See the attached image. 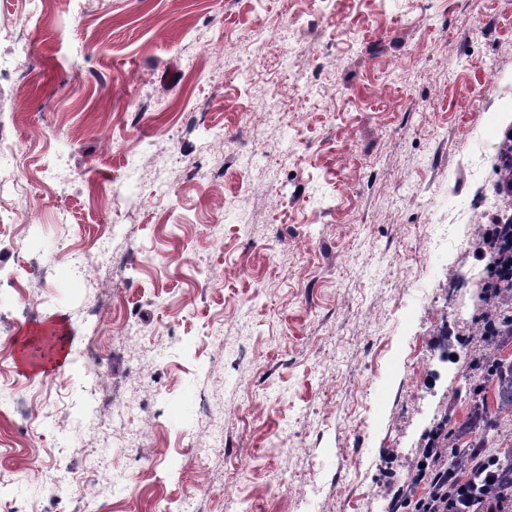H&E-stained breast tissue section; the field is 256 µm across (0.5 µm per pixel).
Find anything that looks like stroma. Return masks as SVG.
Returning <instances> with one entry per match:
<instances>
[{
	"instance_id": "1",
	"label": "stroma",
	"mask_w": 512,
	"mask_h": 512,
	"mask_svg": "<svg viewBox=\"0 0 512 512\" xmlns=\"http://www.w3.org/2000/svg\"><path fill=\"white\" fill-rule=\"evenodd\" d=\"M15 8L0 0V124L20 162L0 182V270L13 271L21 238L11 212L28 208L45 259L126 255V274L98 276L112 312L134 309L139 345L171 325L179 336L139 363L111 322L82 321L66 283L15 271L50 306L0 321V381L40 401L16 339L51 327L67 342L45 377L58 413L23 421L0 403L15 506L74 507L69 483H45L32 463L125 467L103 445L111 417L94 431L67 406L69 386L93 378L90 342L116 400L138 404L128 429L159 395L216 384L232 414L219 448L193 411L157 420L150 462L94 486L86 512H124L136 489L152 512H390L434 423L490 441L466 371L481 239L423 255L428 223L484 224L501 206L492 160L512 124L500 106L512 0H43L20 29ZM213 267L230 274L207 290ZM459 276L468 287H449Z\"/></svg>"
}]
</instances>
